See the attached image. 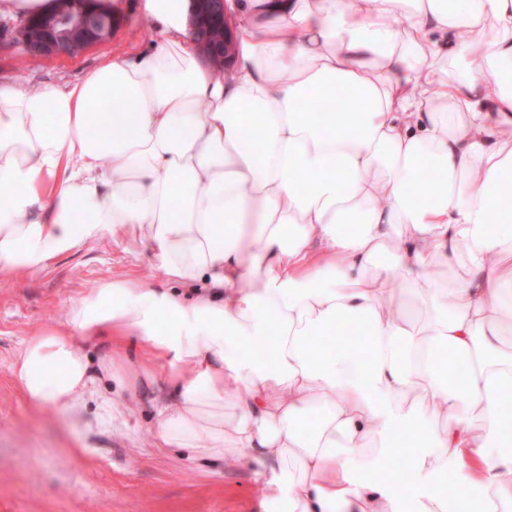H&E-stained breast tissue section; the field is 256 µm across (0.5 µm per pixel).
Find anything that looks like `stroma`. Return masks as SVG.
Returning <instances> with one entry per match:
<instances>
[{
  "label": "stroma",
  "mask_w": 512,
  "mask_h": 512,
  "mask_svg": "<svg viewBox=\"0 0 512 512\" xmlns=\"http://www.w3.org/2000/svg\"><path fill=\"white\" fill-rule=\"evenodd\" d=\"M118 24L108 40L73 58L31 64L0 37V81L32 91L63 86L101 62L149 48L154 32L141 18L142 0H109ZM156 270L137 238L104 236L57 258L36 275L0 276V512H265L264 491L250 467L195 460L155 446L152 398L142 378L104 383L112 427L80 424L34 410L18 389L11 361L20 342L62 321L70 303L107 279H146Z\"/></svg>",
  "instance_id": "35a3bbf8"
}]
</instances>
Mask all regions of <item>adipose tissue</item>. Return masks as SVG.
<instances>
[{"label": "adipose tissue", "instance_id": "1", "mask_svg": "<svg viewBox=\"0 0 512 512\" xmlns=\"http://www.w3.org/2000/svg\"><path fill=\"white\" fill-rule=\"evenodd\" d=\"M190 9L144 0L153 49L67 87L0 82V274L109 234L161 276L27 337L23 395L76 417L137 363L157 446L269 506L512 512V0H227L221 78ZM383 452L411 482L363 480Z\"/></svg>", "mask_w": 512, "mask_h": 512}]
</instances>
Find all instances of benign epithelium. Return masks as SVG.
I'll return each instance as SVG.
<instances>
[{
	"mask_svg": "<svg viewBox=\"0 0 512 512\" xmlns=\"http://www.w3.org/2000/svg\"><path fill=\"white\" fill-rule=\"evenodd\" d=\"M222 0H192L189 14L191 29L198 52L208 64L219 58L224 67L231 64L234 51V23L218 8ZM93 13L104 19V26L92 32L84 31V18ZM114 17L106 0H57L55 8L39 25L40 34L25 39L36 44L40 58L73 57L112 35Z\"/></svg>",
	"mask_w": 512,
	"mask_h": 512,
	"instance_id": "1",
	"label": "benign epithelium"
}]
</instances>
